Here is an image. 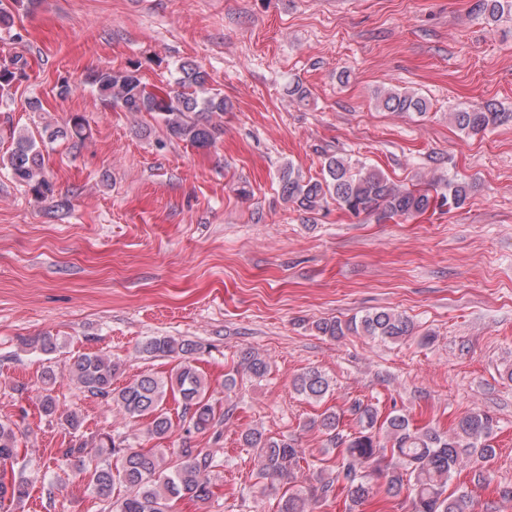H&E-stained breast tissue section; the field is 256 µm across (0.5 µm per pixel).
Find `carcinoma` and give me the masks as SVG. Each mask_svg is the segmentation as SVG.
<instances>
[{"mask_svg": "<svg viewBox=\"0 0 512 512\" xmlns=\"http://www.w3.org/2000/svg\"><path fill=\"white\" fill-rule=\"evenodd\" d=\"M480 13L489 22H496L512 0H480ZM27 61L14 57L0 63V91H9L26 76ZM105 100L127 112L158 114L171 137L198 149L214 145L222 129L213 123L212 116L225 111L224 98L198 95L208 82V74L192 61L180 65L176 87L162 94L145 90L139 69L132 64L123 70L94 71L88 76ZM380 108L390 112L426 114L425 98L398 91L377 96ZM458 128L477 134L488 127L501 124L508 116L483 108H465L453 113ZM85 120L79 115L56 134L62 137L82 136ZM4 168L12 178L44 197L53 192L52 184L42 171V154L33 136L21 133L14 139ZM282 197L303 212H316L332 199L354 216L377 212L381 218L423 214L429 209H457L468 199L471 186L465 181L447 183L448 191L401 188L378 171L361 164L329 156L323 164L320 180L304 179L291 166L286 167L279 180ZM324 336L338 339L348 332L363 333L382 341H399L414 334V326L402 315L390 310H378L354 318L348 323L338 320L322 321L316 325ZM197 344L172 336H151L143 341L139 353L156 358L178 359L174 372L168 377L144 374L119 388L114 378L119 364L100 354H84L68 367V378L92 396L109 398L131 419H150L148 433L166 439L173 431V421L166 408L168 396L181 402V420L188 433H206L216 425L215 407L208 396V386L193 364ZM244 369L255 378L268 372L266 359L253 352L242 357ZM39 403L48 417L64 422L71 430L81 427L75 413L58 409L53 386L54 370L48 368L40 377ZM331 381L318 370L297 375L293 389L308 400H320L330 391ZM349 412L356 429L344 433L340 417L324 413L310 421L309 426L324 436L325 447L336 450V470H323L309 492L294 488L296 472L304 460L302 450L288 437L274 438L259 429L242 433V441L256 450L258 487L260 493L283 489L278 512H310L309 501L331 496L336 484H343L348 498L360 505L377 492L376 482L385 486L388 496L401 495L411 501V512H472L473 500L464 489L448 491L457 466L464 460L471 464L474 479L489 485L492 475L482 463L495 455L489 443L493 420L480 410L461 416L455 428L442 434L430 426L410 425L400 414L382 415L374 404L359 401L351 404ZM95 458H86L88 443L76 441L65 450L87 479V488L99 499L109 503L111 512H168L174 498L189 497L205 501L210 496L205 473L213 467V455L188 444L173 451L162 448L157 452L118 443L108 435L95 440ZM17 436L13 424L0 421V467L16 458ZM28 495L23 481L5 483L0 476V507L4 502H21Z\"/></svg>", "mask_w": 512, "mask_h": 512, "instance_id": "cac0c4a2", "label": "carcinoma"}]
</instances>
